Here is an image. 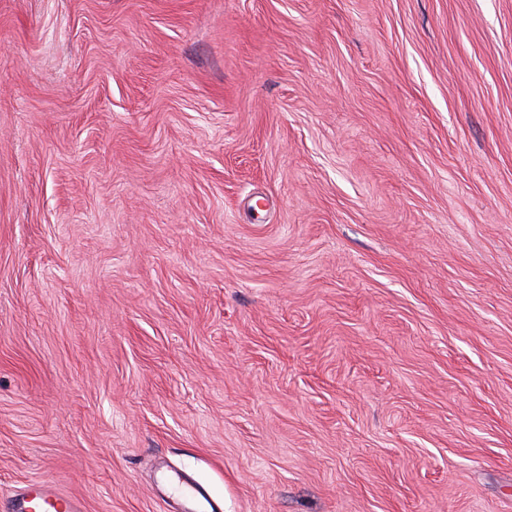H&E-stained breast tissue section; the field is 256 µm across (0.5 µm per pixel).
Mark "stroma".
I'll return each instance as SVG.
<instances>
[{
	"mask_svg": "<svg viewBox=\"0 0 512 512\" xmlns=\"http://www.w3.org/2000/svg\"><path fill=\"white\" fill-rule=\"evenodd\" d=\"M512 512V0H0V501ZM4 512H82L79 499L56 493L50 486L34 483L10 499Z\"/></svg>",
	"mask_w": 512,
	"mask_h": 512,
	"instance_id": "obj_1",
	"label": "stroma"
}]
</instances>
